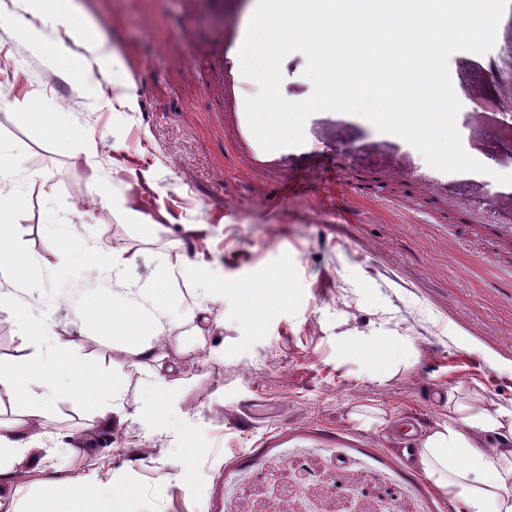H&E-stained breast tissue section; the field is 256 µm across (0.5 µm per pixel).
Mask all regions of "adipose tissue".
Here are the masks:
<instances>
[{"mask_svg": "<svg viewBox=\"0 0 512 512\" xmlns=\"http://www.w3.org/2000/svg\"><path fill=\"white\" fill-rule=\"evenodd\" d=\"M25 18L0 15V27L19 28L33 52L42 56L50 69L72 66L66 48L48 44L36 27L39 17L50 18L65 34L83 37L86 51L95 57L104 56L102 39L96 25L79 13L72 0H24ZM23 205L20 197L0 195V282L25 285V275L32 262L15 250V227L9 216ZM129 293L151 301L149 312L128 306L120 300H92L80 308L73 322L75 328L95 321L116 336L130 337V353L136 363L149 365L152 375L162 387L176 382V367L153 345L154 337L172 335L183 326L179 317L163 306L153 303L149 288L133 284ZM26 325L31 336V351L24 370L0 367V395L12 398L24 411L22 419L0 424V512H19L11 488L21 467L30 462L38 446L33 425L42 418L47 402L55 394L52 373L66 372L79 392H89L101 379L94 372L66 357V345L56 336L52 317L37 308H30ZM376 339L372 336L336 338V353L340 361L356 363L367 375L386 381L400 371L401 360L393 358L376 365L373 352ZM495 437L498 445L484 448L478 436ZM415 466L449 502H463L468 512H512V404L495 409L484 406L478 394L449 397L448 421L422 435L413 456ZM45 496L29 506L27 512H123L122 498L96 506L94 488L85 481L75 480L59 485L54 479L44 481Z\"/></svg>", "mask_w": 512, "mask_h": 512, "instance_id": "1", "label": "adipose tissue"}]
</instances>
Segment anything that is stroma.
Returning <instances> with one entry per match:
<instances>
[{
    "label": "stroma",
    "instance_id": "obj_1",
    "mask_svg": "<svg viewBox=\"0 0 512 512\" xmlns=\"http://www.w3.org/2000/svg\"><path fill=\"white\" fill-rule=\"evenodd\" d=\"M117 50L108 77L85 61L94 93L51 73L20 32L0 28V148L24 167L0 178V192L23 197L13 217L17 245L35 264V300L58 323L71 355L99 373L118 368L127 408L154 417L106 425L103 399L67 391L47 405L51 436L75 432L79 450L60 457L54 443L18 474L20 506L43 496L47 472H92L102 498L117 494L125 512H454L401 449L446 423L448 393H480L486 404L512 402V195L493 183L458 182L444 198L410 195L399 158L386 147L353 149L342 163L344 195L331 192L332 168L300 171L303 189L272 204L275 175L236 159L224 123V73L215 39L225 12L249 23L253 0H73ZM306 57L282 62V96L309 98ZM60 112L81 136L47 140L16 114ZM93 137L95 154L84 139ZM40 171V179L29 176ZM105 183L146 216H169V230L102 206ZM84 211L71 241L54 246L42 226L49 213ZM198 225L185 238L183 225ZM138 253L128 280L150 282L177 314L196 293L192 279L158 270L179 257L203 260L224 284L210 302L217 326L205 347L163 352L179 381L155 386L133 365L128 345L106 327L77 330L84 302L111 300L122 283L89 270L83 244ZM281 287H274V277ZM257 287L262 306L248 311L238 294ZM27 292L0 285V364L23 367L28 354ZM380 336L379 360L404 354L406 370L379 382L336 359L337 333ZM406 336L402 347L386 343ZM253 408L248 428L236 419ZM359 407L383 412L385 425L351 421ZM187 467V493L167 474Z\"/></svg>",
    "mask_w": 512,
    "mask_h": 512
}]
</instances>
